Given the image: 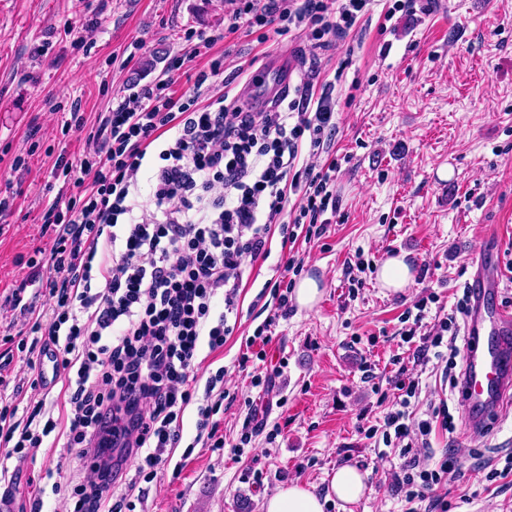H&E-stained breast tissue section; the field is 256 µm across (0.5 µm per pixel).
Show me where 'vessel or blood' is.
I'll use <instances>...</instances> for the list:
<instances>
[{
	"label": "vessel or blood",
	"mask_w": 512,
	"mask_h": 512,
	"mask_svg": "<svg viewBox=\"0 0 512 512\" xmlns=\"http://www.w3.org/2000/svg\"><path fill=\"white\" fill-rule=\"evenodd\" d=\"M295 71L287 55L268 54L246 91L254 96L280 91ZM470 264L459 393L467 412L468 432L480 437L486 433L490 416L512 399V309L497 300L502 284L497 244L472 255Z\"/></svg>",
	"instance_id": "obj_1"
}]
</instances>
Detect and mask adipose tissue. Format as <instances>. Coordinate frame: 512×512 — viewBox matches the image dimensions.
Instances as JSON below:
<instances>
[{"mask_svg": "<svg viewBox=\"0 0 512 512\" xmlns=\"http://www.w3.org/2000/svg\"><path fill=\"white\" fill-rule=\"evenodd\" d=\"M325 482V489L321 492L304 483L278 488L265 497L263 512H323L327 501L336 498L346 503H354L366 490L364 475L349 465L327 474Z\"/></svg>", "mask_w": 512, "mask_h": 512, "instance_id": "ef3b65f1", "label": "adipose tissue"}]
</instances>
